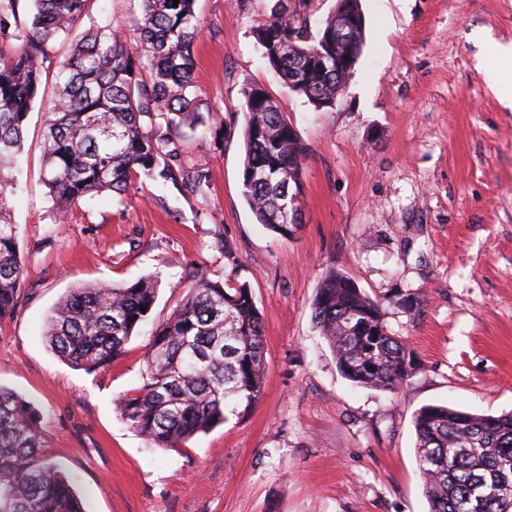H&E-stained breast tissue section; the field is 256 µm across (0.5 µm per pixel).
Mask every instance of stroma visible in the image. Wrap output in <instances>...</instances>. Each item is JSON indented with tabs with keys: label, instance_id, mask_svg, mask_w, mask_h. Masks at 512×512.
I'll return each instance as SVG.
<instances>
[{
	"label": "stroma",
	"instance_id": "obj_1",
	"mask_svg": "<svg viewBox=\"0 0 512 512\" xmlns=\"http://www.w3.org/2000/svg\"><path fill=\"white\" fill-rule=\"evenodd\" d=\"M278 0H197L196 108L183 159L208 168L207 198L149 180L58 216L42 181L45 106L30 113L23 173L7 209L26 277L0 322V386L42 416L41 454L70 475L89 512H429L412 419L438 404L512 412V102L485 69L512 44V0H362L365 42L335 107L318 111L262 57L254 27ZM141 0H95L77 31L122 25L136 45ZM264 85L307 147L300 222L281 237L242 196L240 136L214 126ZM388 307L412 350L398 393L354 386L312 320L327 270ZM159 274L164 319L203 274L252 290L264 325L263 394L243 416L173 450L152 448L117 400L142 384L147 332L88 372L43 337L72 288Z\"/></svg>",
	"mask_w": 512,
	"mask_h": 512
}]
</instances>
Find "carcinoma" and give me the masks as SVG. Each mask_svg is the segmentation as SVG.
<instances>
[{
  "instance_id": "obj_1",
  "label": "carcinoma",
  "mask_w": 512,
  "mask_h": 512,
  "mask_svg": "<svg viewBox=\"0 0 512 512\" xmlns=\"http://www.w3.org/2000/svg\"><path fill=\"white\" fill-rule=\"evenodd\" d=\"M0 0V321L15 313L25 278L18 225L7 212L27 116L39 96L55 43L72 31L91 0ZM142 0L136 50L116 26L87 30L57 63L56 93L46 112L43 182L62 212L86 197L120 196L142 177L207 196L211 178L183 161V129L195 112L194 45L202 31L196 0ZM309 0H293L253 30L268 66L315 109L336 97V67L310 63L300 50L322 40L336 19L313 35ZM365 28L348 30L356 64ZM241 130L244 199L257 223L293 233L295 188L307 149L277 99L243 90ZM157 274L134 282L73 288L44 328L50 348L92 372L119 357L151 312ZM418 305L412 294L371 297L330 270L317 289L313 320L345 379L356 386L399 391L401 365L412 353L389 329L384 307ZM143 383L117 401L131 430L155 448H178L238 416L260 400L266 365L264 326L251 288L235 279L197 277L149 337ZM416 453L430 512H512V414L478 415L426 405L413 417ZM41 416L19 392L0 387V512H86L73 481L40 457Z\"/></svg>"
}]
</instances>
